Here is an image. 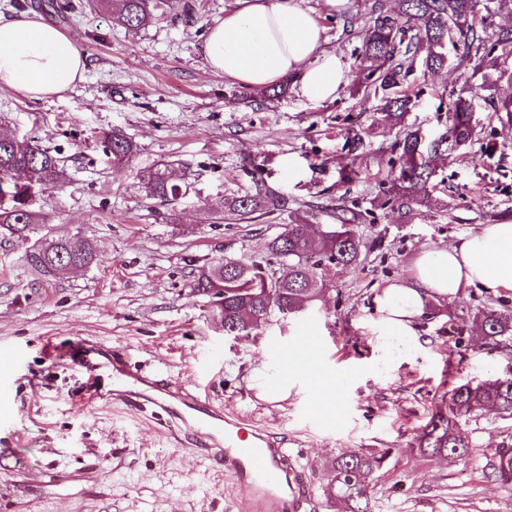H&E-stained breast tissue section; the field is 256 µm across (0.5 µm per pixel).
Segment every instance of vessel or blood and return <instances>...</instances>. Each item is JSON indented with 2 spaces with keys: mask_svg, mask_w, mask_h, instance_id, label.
Instances as JSON below:
<instances>
[{
  "mask_svg": "<svg viewBox=\"0 0 512 512\" xmlns=\"http://www.w3.org/2000/svg\"><path fill=\"white\" fill-rule=\"evenodd\" d=\"M66 359L85 377L80 405L105 408L118 401L138 411L161 410L172 423L185 428L190 455L230 474L265 500L271 512H300L307 492L284 440L245 418L226 416L198 392L131 368L122 355L102 343L81 341ZM105 370L112 373L108 390L100 383Z\"/></svg>",
  "mask_w": 512,
  "mask_h": 512,
  "instance_id": "b4317fda",
  "label": "vessel or blood"
}]
</instances>
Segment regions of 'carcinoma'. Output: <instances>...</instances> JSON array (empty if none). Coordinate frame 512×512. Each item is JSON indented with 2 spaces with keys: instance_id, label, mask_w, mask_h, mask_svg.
Masks as SVG:
<instances>
[{
  "instance_id": "obj_1",
  "label": "carcinoma",
  "mask_w": 512,
  "mask_h": 512,
  "mask_svg": "<svg viewBox=\"0 0 512 512\" xmlns=\"http://www.w3.org/2000/svg\"><path fill=\"white\" fill-rule=\"evenodd\" d=\"M477 0H403L402 16L394 18L379 11L366 30L360 56L374 92L382 93L384 109L401 118L407 102L387 91L398 87L417 59L428 70L448 66V49H460L455 68L477 72L496 61L493 53L512 57V28L492 29L476 14ZM115 22L128 29H139L164 16L179 5L183 15L192 17L194 6L177 0H101ZM57 16L69 22L78 13L75 0H48ZM477 93L458 96L448 113L449 132L455 144L464 145L474 136L472 112ZM99 144L113 164L122 165L135 155L137 146L121 131L105 133ZM399 148V179L409 189L421 191L427 182L428 165L424 141L419 131L405 133ZM67 172L55 152L41 145L36 137L12 136L0 139V236L22 238L37 223L32 210V193H44L62 186ZM146 196L173 207L183 197L170 165L146 170L141 175ZM288 209V200L260 185L255 194L233 198L225 211L249 219L259 211ZM336 224H323L316 232L298 220L288 224L271 239L270 255L276 260L278 278L267 284L268 273L258 264L226 259L202 270L193 280L192 290L207 295L224 289V305L217 307L224 329L233 328L249 336L275 315L286 317L303 303L320 300L323 273L333 267L359 264L366 243L351 228V219L337 217ZM96 260V247L88 239L46 234L35 240L26 253L27 264L48 275L68 271L71 262L90 266ZM476 319L487 344L496 348L512 340V313L495 309L478 311ZM482 410H495L512 416V378L468 382L448 390L435 407L429 422L417 438L416 451L448 461L465 458L471 445L458 429L459 419ZM386 455L354 453L333 464L334 476L327 488L330 498L348 505L349 512H367L370 483ZM492 475L504 486H512V446L495 449L489 463Z\"/></svg>"
}]
</instances>
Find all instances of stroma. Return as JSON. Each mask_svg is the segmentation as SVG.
<instances>
[{"instance_id": "obj_1", "label": "stroma", "mask_w": 512, "mask_h": 512, "mask_svg": "<svg viewBox=\"0 0 512 512\" xmlns=\"http://www.w3.org/2000/svg\"><path fill=\"white\" fill-rule=\"evenodd\" d=\"M374 1L335 11L301 0L348 69L330 101L309 102L293 88L259 98L208 67L203 43L235 0H198L196 21L173 14L136 31L85 8L59 25L86 57L83 80L42 100L0 93V129L38 137L69 174L37 200L28 237L0 238V349L23 356L16 369L0 360L11 392L0 404V512H268L186 454L150 412L79 407L82 377L65 354L91 337L287 437L312 499L306 512H344L325 495L336 458L383 451L370 512H512V489L487 466L495 448L512 445V418L462 419L473 451L461 460L413 451L451 386L512 377V342L493 349L475 333L478 308L512 312V290L471 288L431 303L419 321L423 345L408 358L381 356L364 327L374 295L409 277L420 250L512 222V124L490 105L512 99V80L481 92L466 145L448 135L452 103L468 88L454 67L415 65L402 87L410 102L394 121L360 67ZM105 130L134 139L129 163L113 165L98 150ZM409 130L439 149L425 190L401 209L389 159ZM164 162L187 188L171 210L147 199L139 181ZM260 181L287 196V210L245 220L226 213V199L254 194ZM343 209L357 213L367 250L356 267L327 271L323 304L273 317L250 337L225 335L211 298L191 290L199 270L225 258L264 262L270 239L296 216L330 224ZM47 233L93 240L95 262L59 277L32 270L25 254ZM452 321L464 328L456 342ZM310 326L329 376L344 378L336 417L317 407L303 378L282 376L283 353L297 352Z\"/></svg>"}]
</instances>
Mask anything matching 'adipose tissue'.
<instances>
[{
  "label": "adipose tissue",
  "mask_w": 512,
  "mask_h": 512,
  "mask_svg": "<svg viewBox=\"0 0 512 512\" xmlns=\"http://www.w3.org/2000/svg\"><path fill=\"white\" fill-rule=\"evenodd\" d=\"M324 30L300 0H235L204 42L208 67L259 88L292 75L301 97L334 99L348 81ZM83 53L54 24L34 12L0 14V90L30 99L63 92L82 80ZM469 287L512 289V222L483 224L457 245L416 257L410 279L388 283L373 299L365 327L383 354L411 355L420 346L416 322L431 299L456 297Z\"/></svg>",
  "instance_id": "1"
}]
</instances>
